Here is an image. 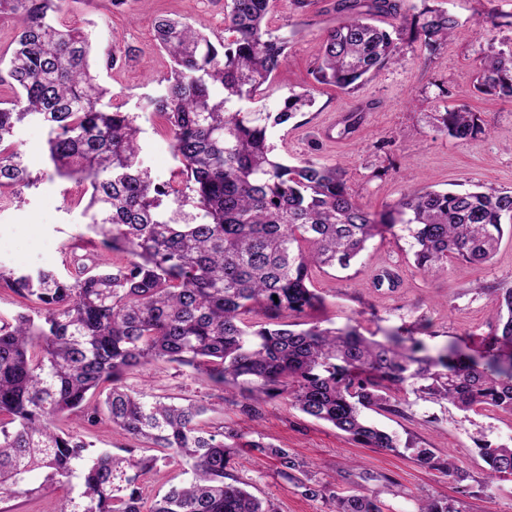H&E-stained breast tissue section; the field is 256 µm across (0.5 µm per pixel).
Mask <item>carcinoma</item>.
Here are the masks:
<instances>
[{
    "label": "carcinoma",
    "instance_id": "1",
    "mask_svg": "<svg viewBox=\"0 0 512 512\" xmlns=\"http://www.w3.org/2000/svg\"><path fill=\"white\" fill-rule=\"evenodd\" d=\"M65 0H0V15L18 33L3 53L16 99L0 107V191L19 196L32 177L14 143L19 124L49 130V176L87 181L86 221L79 237L98 239L102 253L72 254L74 273L0 269V285L40 305L42 319L0 320V499L44 495L75 474L79 501L60 512H276L229 470L243 448L270 455L278 473L301 495L321 497L330 512H383L361 492L319 484L288 449L246 433L214 430L197 403L177 405L124 385L125 376L154 363L206 375L235 402L245 420L260 403L288 399L370 448L394 450L395 436L370 423L367 410H391L410 391L463 412L496 408L512 413V285L489 287L499 316L479 358L451 344L418 356L419 342L399 333L366 336L361 326L292 329L284 314L323 306L310 287L316 269H347L378 235L400 226L413 238V262L425 275L451 259L487 262L512 224V190L417 188L380 212L352 198L340 170L314 160L290 165L275 153L271 129L312 104L293 93L278 112H244L239 104L270 90L288 37L275 35L268 16L275 0H227V39L179 19L161 17L156 40L172 62L171 75L146 107L163 122L178 167L157 183L141 165L137 115L113 102L100 80L116 57L90 62L92 33L55 21ZM343 21L318 44L314 78L355 89L401 60L403 46L373 24L397 12L394 0H337ZM412 41L435 49L456 20L424 7L402 17ZM479 89L512 98V50L489 46ZM442 128L459 140L480 131L462 105L444 112ZM100 396L95 405L89 397ZM105 422L133 444L88 456L89 444L63 431V417ZM162 456L140 454V445ZM487 479L512 475V447L477 444ZM417 460L448 476L451 458L428 448ZM169 460L190 478L144 509L141 477ZM418 512H464L458 501L426 500Z\"/></svg>",
    "mask_w": 512,
    "mask_h": 512
}]
</instances>
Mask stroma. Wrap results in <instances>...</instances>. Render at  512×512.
Listing matches in <instances>:
<instances>
[{"label":"stroma","instance_id":"stroma-1","mask_svg":"<svg viewBox=\"0 0 512 512\" xmlns=\"http://www.w3.org/2000/svg\"><path fill=\"white\" fill-rule=\"evenodd\" d=\"M336 0H315L306 11L290 0H278L269 28L288 36L285 61L276 72L273 90L255 102V109L278 111L291 93L310 91L314 104L277 126L272 142L290 163L313 159L337 166L352 196L379 211L413 188H477L512 190V102L478 90L476 78L488 38L480 21L497 16V40L512 38V0H407L415 9L447 10L457 21L448 43L435 52L406 50L403 59L380 70L353 90L320 85L313 80L316 46L336 26ZM172 14L206 27L212 37L224 34V0H128L112 9L108 0H74L59 15L68 26H91L99 55L132 47L139 62L118 61L101 78L127 111L136 113L143 133L141 159L153 178L168 180L176 166L167 137L146 109L170 69L168 57L154 39L159 16ZM467 106L482 127L465 141L440 132L434 118L446 110ZM361 111L356 131L341 134L339 119ZM48 129L37 121L21 124L14 142L29 170L39 175L22 200L0 195V268L35 272L51 268L67 275L64 246L81 229L79 210L70 200L87 187L68 179H45ZM391 269L395 288L376 287L374 276ZM512 284V235H505L492 261L471 264L451 260L444 271L423 276L413 264L411 240L384 234L350 268L314 272L312 286L324 297L323 308L308 314L311 322L337 327L361 324L363 333L383 337L399 332L421 341L429 352L459 342L477 353L497 321L491 285ZM130 389L145 390L176 402L207 406L205 421L247 432L249 438L288 449L309 462L322 482L337 491L358 490L376 497L384 512H416L424 498L459 500L463 512H512V476L483 487L485 464L477 439L512 446V415L499 410L463 412L407 393L400 410L379 411L369 418L400 442L390 451L366 448L350 441L333 426L312 419L284 398L261 404V416L242 421L238 409L224 399L222 387L188 369L158 363L127 374ZM427 448L437 457H452L467 474L453 481L417 461L415 451ZM235 474L253 482L257 497L277 512H328L323 500L299 495L279 475L276 460L242 453L232 461ZM78 487L70 483L44 497H19L0 502V512H60Z\"/></svg>","mask_w":512,"mask_h":512}]
</instances>
